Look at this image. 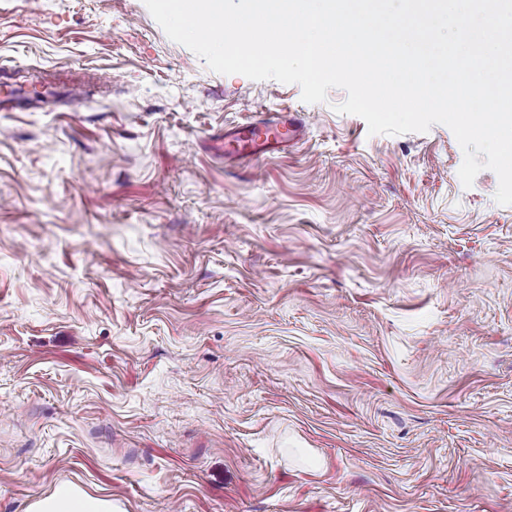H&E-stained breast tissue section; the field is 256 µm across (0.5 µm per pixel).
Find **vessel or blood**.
Instances as JSON below:
<instances>
[{"instance_id":"obj_1","label":"vessel or blood","mask_w":512,"mask_h":512,"mask_svg":"<svg viewBox=\"0 0 512 512\" xmlns=\"http://www.w3.org/2000/svg\"><path fill=\"white\" fill-rule=\"evenodd\" d=\"M303 126L293 115H284L273 125H249L225 135V154L237 157L270 156L299 140Z\"/></svg>"}]
</instances>
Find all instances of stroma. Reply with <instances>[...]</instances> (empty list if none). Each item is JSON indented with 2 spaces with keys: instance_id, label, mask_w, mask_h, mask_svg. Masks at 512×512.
<instances>
[{
  "instance_id": "stroma-1",
  "label": "stroma",
  "mask_w": 512,
  "mask_h": 512,
  "mask_svg": "<svg viewBox=\"0 0 512 512\" xmlns=\"http://www.w3.org/2000/svg\"><path fill=\"white\" fill-rule=\"evenodd\" d=\"M2 69L88 94L0 109V512H512V206L448 127L215 73L144 0H0ZM274 125H249L224 136V154L237 157L278 154L302 137L303 126L291 113ZM36 512H106L104 504L95 498L62 486L49 498L38 503Z\"/></svg>"
}]
</instances>
